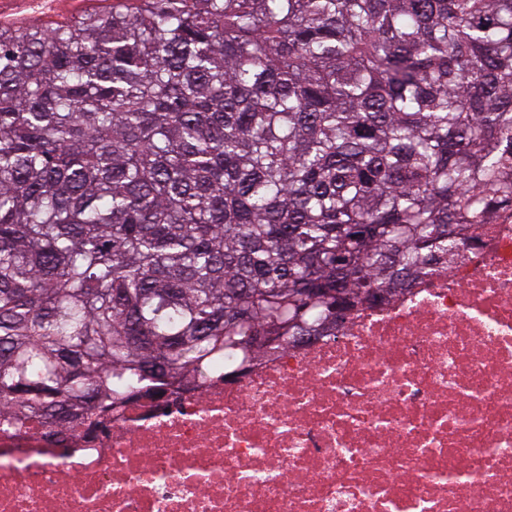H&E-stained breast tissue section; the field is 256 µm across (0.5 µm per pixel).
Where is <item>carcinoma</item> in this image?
I'll return each mask as SVG.
<instances>
[{
	"label": "carcinoma",
	"instance_id": "obj_1",
	"mask_svg": "<svg viewBox=\"0 0 512 512\" xmlns=\"http://www.w3.org/2000/svg\"><path fill=\"white\" fill-rule=\"evenodd\" d=\"M512 208V0H112L0 28V427L229 378Z\"/></svg>",
	"mask_w": 512,
	"mask_h": 512
}]
</instances>
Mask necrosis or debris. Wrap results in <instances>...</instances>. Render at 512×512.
I'll list each match as a JSON object with an SVG mask.
<instances>
[{
    "label": "necrosis or debris",
    "mask_w": 512,
    "mask_h": 512,
    "mask_svg": "<svg viewBox=\"0 0 512 512\" xmlns=\"http://www.w3.org/2000/svg\"><path fill=\"white\" fill-rule=\"evenodd\" d=\"M0 512H512V212L242 377L1 429Z\"/></svg>",
    "instance_id": "obj_1"
}]
</instances>
